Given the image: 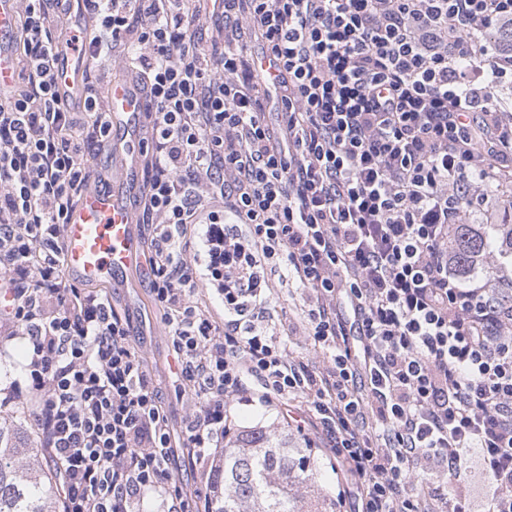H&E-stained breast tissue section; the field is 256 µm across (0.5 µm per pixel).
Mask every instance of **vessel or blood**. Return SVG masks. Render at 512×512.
Wrapping results in <instances>:
<instances>
[{"label": "vessel or blood", "instance_id": "b4317fda", "mask_svg": "<svg viewBox=\"0 0 512 512\" xmlns=\"http://www.w3.org/2000/svg\"><path fill=\"white\" fill-rule=\"evenodd\" d=\"M17 30L15 0H0V85L16 77L11 46ZM72 92H79V78L92 65L90 56L64 49L58 62ZM145 98L130 84L115 83L107 90V108L113 138L126 141L128 153L113 174L118 187L137 184L139 120ZM117 189H88L70 213L64 227V260L68 272L91 285L118 286L122 276L140 258L135 218Z\"/></svg>", "mask_w": 512, "mask_h": 512}]
</instances>
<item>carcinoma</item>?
<instances>
[{"label":"carcinoma","mask_w":512,"mask_h":512,"mask_svg":"<svg viewBox=\"0 0 512 512\" xmlns=\"http://www.w3.org/2000/svg\"><path fill=\"white\" fill-rule=\"evenodd\" d=\"M486 40L493 47L512 46V29L499 24ZM498 212L506 219L449 228L448 249L463 277L476 270L474 259L482 255L512 258L511 194L501 196ZM212 482L211 512H336V500L318 486L311 449L263 426L224 444V460ZM56 483L44 449L28 441L22 427L0 418V512H61Z\"/></svg>","instance_id":"carcinoma-1"}]
</instances>
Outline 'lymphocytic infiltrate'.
<instances>
[{"instance_id":"lymphocytic-infiltrate-1","label":"lymphocytic infiltrate","mask_w":512,"mask_h":512,"mask_svg":"<svg viewBox=\"0 0 512 512\" xmlns=\"http://www.w3.org/2000/svg\"><path fill=\"white\" fill-rule=\"evenodd\" d=\"M83 4L88 40L57 26L62 0H18L23 72L0 87V335L29 345L8 399L32 412L64 512H208L241 405L300 412L350 512H512V274L463 280L448 255L449 225L493 206L479 183L512 174L494 94L512 55L484 39L512 0H221L211 50L180 0ZM64 43L101 67L124 49L152 103L138 205L187 388L177 446L128 315L66 277L109 116L91 82L77 102L61 90ZM276 272L304 294L306 354L262 324Z\"/></svg>"}]
</instances>
